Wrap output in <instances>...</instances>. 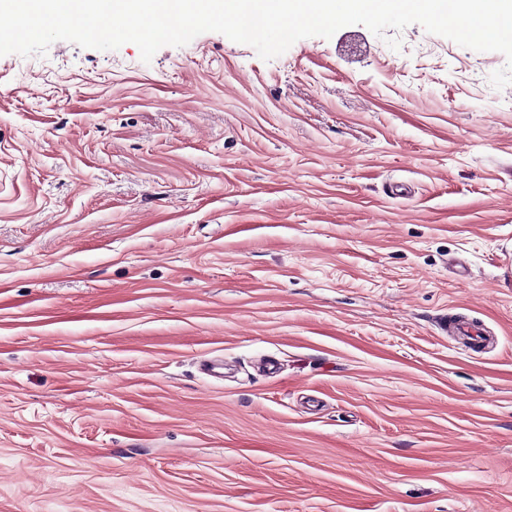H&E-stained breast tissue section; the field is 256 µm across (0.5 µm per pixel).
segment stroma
I'll return each mask as SVG.
<instances>
[{
    "label": "stroma",
    "instance_id": "stroma-1",
    "mask_svg": "<svg viewBox=\"0 0 512 512\" xmlns=\"http://www.w3.org/2000/svg\"><path fill=\"white\" fill-rule=\"evenodd\" d=\"M505 64L0 56V512H512Z\"/></svg>",
    "mask_w": 512,
    "mask_h": 512
}]
</instances>
